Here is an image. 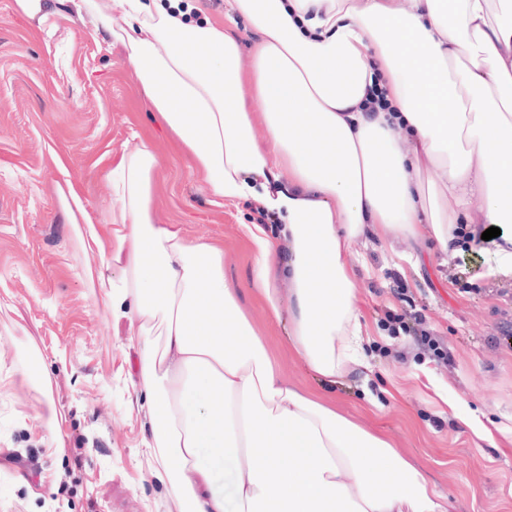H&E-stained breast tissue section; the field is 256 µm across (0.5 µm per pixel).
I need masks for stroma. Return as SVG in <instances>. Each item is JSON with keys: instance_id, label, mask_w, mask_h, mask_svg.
Masks as SVG:
<instances>
[{"instance_id": "35a3bbf8", "label": "stroma", "mask_w": 512, "mask_h": 512, "mask_svg": "<svg viewBox=\"0 0 512 512\" xmlns=\"http://www.w3.org/2000/svg\"><path fill=\"white\" fill-rule=\"evenodd\" d=\"M153 143L155 223L224 252V278L289 385L334 401L428 473L453 512H512V274L488 248L393 234L356 240L365 364L334 379L294 358L288 324L249 288L253 200L216 205L138 87L96 13L62 8L45 28L0 0V512H177L147 480L145 397L126 321L87 286L101 256L71 223L73 190L94 223L112 209L115 158ZM74 196V197H75ZM440 338L445 357L394 330L393 315ZM54 443L32 427L45 399ZM471 418L492 432L478 438Z\"/></svg>"}]
</instances>
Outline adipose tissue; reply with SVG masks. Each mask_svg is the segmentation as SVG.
<instances>
[{"label": "adipose tissue", "instance_id": "ef3b65f1", "mask_svg": "<svg viewBox=\"0 0 512 512\" xmlns=\"http://www.w3.org/2000/svg\"><path fill=\"white\" fill-rule=\"evenodd\" d=\"M179 3L112 0L124 24L104 14L100 29L214 196L275 215L248 227L251 289L288 315V344L316 374L364 359L353 240L382 229L452 252L458 225L494 226L512 273V0H227L246 44ZM158 164L144 142L116 158L109 223L77 234L102 256L113 316L136 327L150 475L178 512H449L390 439L288 385L222 251L154 223Z\"/></svg>", "mask_w": 512, "mask_h": 512}]
</instances>
